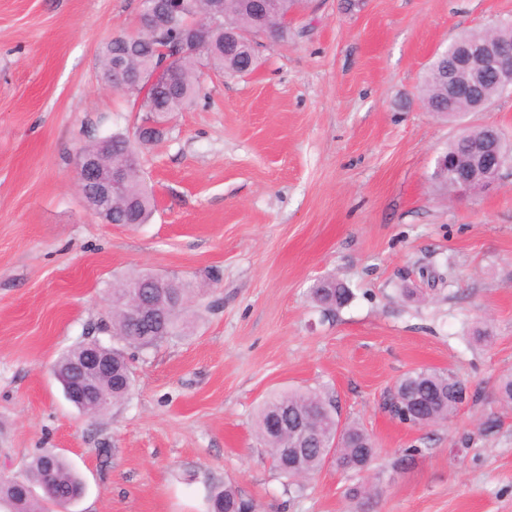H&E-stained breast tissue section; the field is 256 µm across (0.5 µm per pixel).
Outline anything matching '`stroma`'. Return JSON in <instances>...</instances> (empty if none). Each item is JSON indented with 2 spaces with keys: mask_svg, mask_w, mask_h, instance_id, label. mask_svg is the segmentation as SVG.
<instances>
[{
  "mask_svg": "<svg viewBox=\"0 0 512 512\" xmlns=\"http://www.w3.org/2000/svg\"><path fill=\"white\" fill-rule=\"evenodd\" d=\"M139 4L0 0V476L52 452L85 482L72 512H207L224 484L260 512H356L330 465L290 493L256 436L271 394L316 388L376 443L366 512H512V167L464 197L431 179L462 127L512 140V91L453 121L421 96L435 54L512 0H312L287 39L258 36L251 72H202L142 152L156 211L132 228L72 183L82 146L143 118L96 60ZM140 271L188 285L193 330L135 353L128 400L80 413L52 366L112 344V283ZM325 277L350 291L333 311L310 296ZM418 368L465 382L448 422L383 411Z\"/></svg>",
  "mask_w": 512,
  "mask_h": 512,
  "instance_id": "stroma-1",
  "label": "stroma"
}]
</instances>
